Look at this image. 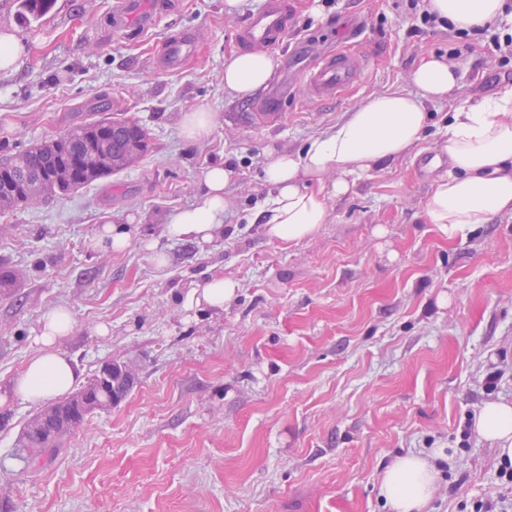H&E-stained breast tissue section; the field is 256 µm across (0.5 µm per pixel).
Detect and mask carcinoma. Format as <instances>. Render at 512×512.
<instances>
[{
  "label": "carcinoma",
  "instance_id": "1",
  "mask_svg": "<svg viewBox=\"0 0 512 512\" xmlns=\"http://www.w3.org/2000/svg\"><path fill=\"white\" fill-rule=\"evenodd\" d=\"M54 4L55 0H17V9L21 17L31 23L45 17L52 10ZM96 130L103 134L107 142L108 151L112 156V165L90 175L85 174L84 170L81 169L79 170L80 179L77 180V183H64L52 187L44 193V199L64 196L79 185L84 186L103 177L121 172L137 163L148 150L149 138L147 132L138 123L130 119L106 117L74 127L69 130L71 139L68 143L61 145L59 150L55 151L41 143L15 154L5 163L9 181L0 183V212H9L25 204L24 198L21 197L22 189L19 179L26 177L28 183L34 184L39 174L54 170L64 162L66 157L70 156L74 161L79 160L80 155L89 143L87 133ZM131 388L132 384L120 379L116 380L115 385L110 390L98 395L99 407L110 405V403L127 394ZM71 402L72 398L68 397L63 401L48 405L34 414V418L27 425L25 436L19 437L17 444L19 448H26L30 445L44 447L43 454L29 459L30 463H39L51 458L65 437L71 433V429L68 428L62 432H56L52 437L41 442L34 438L30 428L39 425L47 428L52 427L55 410Z\"/></svg>",
  "mask_w": 512,
  "mask_h": 512
}]
</instances>
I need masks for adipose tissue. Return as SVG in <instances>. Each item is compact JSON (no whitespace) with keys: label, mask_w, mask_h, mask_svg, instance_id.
Here are the masks:
<instances>
[{"label":"adipose tissue","mask_w":512,"mask_h":512,"mask_svg":"<svg viewBox=\"0 0 512 512\" xmlns=\"http://www.w3.org/2000/svg\"><path fill=\"white\" fill-rule=\"evenodd\" d=\"M429 12L455 30L472 32L504 15L506 0H426ZM276 67L265 52L235 53L224 61V89L245 99L267 85ZM418 95L388 90L348 112L330 131L311 139L298 153L269 152L265 180L272 193L256 218L273 240L296 242L319 230L328 218V201L349 194L356 181L412 152L424 139L432 114L427 105L448 99L459 86L456 69L445 59L422 60L409 73ZM440 153L445 174L435 179L424 220L448 237L473 231L494 218L512 214V83L492 96L471 98L448 114ZM231 171L208 168L193 206L176 213L166 226L169 237L194 244L224 231L228 200L224 188ZM239 283L215 276L185 296L186 308H223ZM73 329L70 311L47 312L37 338L39 348L15 381L16 395L39 402L66 394L80 373L59 343ZM475 430L512 460V405L487 402L473 420ZM435 455L410 453L384 471L380 493L390 512H426L438 474Z\"/></svg>","instance_id":"ef3b65f1"}]
</instances>
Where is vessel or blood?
<instances>
[{
	"instance_id": "obj_1",
	"label": "vessel or blood",
	"mask_w": 512,
	"mask_h": 512,
	"mask_svg": "<svg viewBox=\"0 0 512 512\" xmlns=\"http://www.w3.org/2000/svg\"><path fill=\"white\" fill-rule=\"evenodd\" d=\"M288 30V0H263L261 6L248 15L237 37L250 46L272 48L283 43ZM193 54V38L184 33L165 43L155 65L174 70ZM367 62L365 54L350 49L318 55L305 70L308 98L318 101L335 98L359 81Z\"/></svg>"
}]
</instances>
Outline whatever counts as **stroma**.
<instances>
[{
  "label": "stroma",
  "mask_w": 512,
  "mask_h": 512,
  "mask_svg": "<svg viewBox=\"0 0 512 512\" xmlns=\"http://www.w3.org/2000/svg\"><path fill=\"white\" fill-rule=\"evenodd\" d=\"M112 3L56 0L27 24L15 0H0V30L28 49L16 72L0 73V162L95 117L133 119L149 137L135 166L0 213V272L17 275L0 288V512H389L386 466L436 450L451 469L430 512L512 493L494 444L465 427L487 402L512 405V215L452 240L424 222L437 132L331 199L312 238L271 240L252 220L271 193L269 150L299 152L374 94L413 91L409 72L430 56L460 74L456 97L429 106L442 118L511 83L512 56L490 51V34L422 27L411 0H288L273 82L339 47L353 18L370 57L359 83L329 101L295 81L264 123L256 98L224 89V60L240 52L235 34L260 0L230 14L224 0H140L156 23L145 30L135 17L119 32ZM185 30L197 57L152 67ZM199 110L210 129L191 139L184 120ZM220 161L232 170L223 237L169 239L166 224ZM130 218L141 232L125 252L96 248L102 224ZM213 274L236 279V297L218 311L185 308ZM56 307L72 314L60 346L82 381L111 360L139 375L30 467L16 444L39 406L14 383Z\"/></svg>",
  "instance_id": "obj_1"
}]
</instances>
